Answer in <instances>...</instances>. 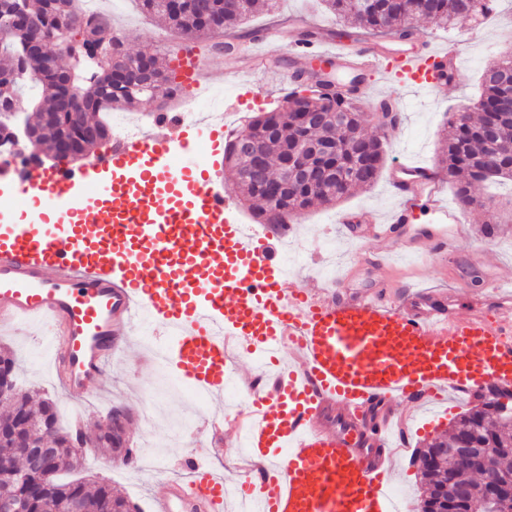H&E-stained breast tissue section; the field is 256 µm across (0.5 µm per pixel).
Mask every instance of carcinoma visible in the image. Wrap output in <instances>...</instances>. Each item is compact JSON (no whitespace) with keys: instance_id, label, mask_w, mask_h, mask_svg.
Segmentation results:
<instances>
[{"instance_id":"obj_1","label":"carcinoma","mask_w":512,"mask_h":512,"mask_svg":"<svg viewBox=\"0 0 512 512\" xmlns=\"http://www.w3.org/2000/svg\"><path fill=\"white\" fill-rule=\"evenodd\" d=\"M75 2L21 0L19 5L31 13L55 19L59 15L82 16L76 10ZM140 2L145 13L164 17L171 28L189 39H223L221 46L230 55L235 49L233 40L237 39L234 28L252 14L272 9L276 0H212L214 10L222 17L223 26L218 31L213 30L187 2L179 9L173 8L169 0ZM323 2L327 9L355 26L353 31L344 27L337 30L339 39H350L360 32L373 37L409 40L414 36L413 20L416 18L454 28L475 18L486 21L492 15L485 5L487 0H408L402 8L395 5L394 0H373V8L369 11L362 9L360 0ZM24 38V33L18 29L0 35V61L6 63L18 59ZM147 64L159 78V93L166 100L172 98L171 88L167 87L170 77L158 58L124 50L119 51L117 61L103 67L91 60L80 59L74 64L76 78L71 83L66 74L60 72L49 77L36 75L28 80L23 70L15 65L10 68L17 73L12 91L18 99L28 103L37 101L47 111L56 113L52 124L44 122V113H39V123L32 127L37 133V141H42V131L45 130L52 147L60 138L66 137L76 147L86 149L93 144V138L76 126L69 112L58 108L59 100L66 92H71L72 97L80 100L86 115L99 111L97 102L101 97L109 98L113 106L133 105L147 93V89H132L128 82L118 83L114 80L115 71L131 76ZM296 79L300 84L288 95V117H282L276 108L252 118L254 154L238 151L233 138L224 146V167L242 197L260 204L256 218L263 224H277L287 211L304 210L315 204L328 205L353 190L372 186L384 162L383 141L363 133L365 119L358 102L315 90L301 74ZM509 83L512 84L511 56L486 66L479 96L472 101L470 109L455 113L448 123L446 151L441 164L448 175L466 178L454 186L455 197L461 206L469 208L475 204L470 190L473 182L487 185L512 181V162L500 154L506 146L512 145V116L503 114L498 107ZM311 112L321 113L320 121H306ZM314 140L331 146L332 151L324 162L336 167V174L343 180L328 181L321 186L312 181L299 182L285 201L274 191L283 162L290 153L317 166L319 159L304 151L305 144ZM0 402L6 405V410L0 413V423L5 425L0 435V503L10 502L28 512H114V508L129 504L126 498L114 494L106 483H99L90 490L82 479L61 478L63 473L82 470L84 455L73 432L60 424L52 400L45 399L34 409L27 395L19 389ZM493 405L494 401L489 399L480 406L469 408L448 437L437 436L420 449V471L429 492L425 503L444 510L448 508V501L454 499L456 487L462 486L466 498L453 506L455 512H495L484 506L487 480L512 477V421L495 417ZM25 416L48 417L55 432L43 471L25 452L30 447L23 427ZM446 446L473 449V461L466 466L458 464L442 454V448Z\"/></svg>"}]
</instances>
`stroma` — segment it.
Listing matches in <instances>:
<instances>
[{
    "label": "stroma",
    "mask_w": 512,
    "mask_h": 512,
    "mask_svg": "<svg viewBox=\"0 0 512 512\" xmlns=\"http://www.w3.org/2000/svg\"><path fill=\"white\" fill-rule=\"evenodd\" d=\"M105 14L112 18L117 32L126 35L125 47L132 52L157 54L169 65L171 79H178L179 70L174 61L180 49L188 48L206 56L216 75L217 87L206 98H196L191 87H183L171 110L182 109L187 101H195L199 111L221 110L227 96L239 93L252 98L254 91H261V111L278 107L283 102L281 89L293 82L303 61L293 59L285 43L276 32L293 20H304L321 26H337L335 16L324 12L315 0H279L277 9L250 17L243 26L246 34L240 51L233 60L211 55L205 43L183 38L166 27L158 17L145 14L138 0H104ZM494 16L486 23L470 21L452 30L421 20L415 25L417 43H431L459 49L460 70L449 84L443 97L435 99L426 92L410 89L402 82L384 77L376 78L371 93L360 105L362 111H372L380 100L396 102L401 111L398 129L385 135L386 163L408 159L431 167L437 166L442 147L441 133L449 116L468 99L480 93V76L489 62L512 54V0H494ZM276 57L277 69H254L251 59L255 52ZM389 174L381 172L376 183L368 189L357 191L333 204L313 206L305 210L304 223L291 239L288 252L295 260L296 273L305 276L307 283L326 278L331 271H342L355 260L360 248L347 235L343 225L337 224L336 215L343 211L358 213L365 218L384 216L395 204L388 184ZM494 194L496 201L491 208L473 209L468 222L448 254L446 266L423 264L405 249H398L396 263L404 269L419 268L418 281L424 286L448 285L456 292L458 310L483 303L487 294L484 279L472 264L474 253H481L485 266L512 265V184L503 183L487 188L476 186L474 197L482 199ZM498 225L494 237L480 232L484 223ZM43 336L38 329L28 328L14 332H0V348L14 352L21 361L19 379L23 387L53 400L67 423H82L86 435H94L98 424L105 421L109 409L123 410L130 416L128 432L131 441L151 445L152 451L163 457L162 471L109 466V449L99 448L88 452L83 477L109 484L113 491L146 512L153 499L160 495L166 479L180 476L186 461L207 464L211 469L221 467L222 457L234 456L238 443L232 433H221L213 439L190 440L187 432L178 428L190 413L191 404L183 393L171 391L163 397L155 427L143 421L146 406L152 394L163 386L162 370L153 361L143 336H132L129 345L118 361L107 371L104 398L86 403L77 396L64 392L52 378L49 363L39 360V343ZM460 409L448 413V420L440 429L421 432L410 431L401 440L405 455L394 465V486L397 496L408 512H418L423 489L418 465L413 458L418 449L436 436L438 430H449L450 423L460 417Z\"/></svg>",
    "instance_id": "obj_1"
}]
</instances>
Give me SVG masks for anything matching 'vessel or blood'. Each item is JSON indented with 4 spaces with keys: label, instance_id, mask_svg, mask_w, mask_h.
<instances>
[{
    "label": "vessel or blood",
    "instance_id": "obj_1",
    "mask_svg": "<svg viewBox=\"0 0 512 512\" xmlns=\"http://www.w3.org/2000/svg\"><path fill=\"white\" fill-rule=\"evenodd\" d=\"M290 53L327 59L333 93L367 92L381 71L436 94L459 69L448 49L425 59L410 43L390 53L299 39ZM179 68L181 84L211 89L196 56L182 55ZM202 136L210 156L221 154L223 113L189 123L158 112L84 168L33 169L13 183L12 196L36 199L55 221L0 224V329L44 328L57 383L89 400L101 396L126 332L145 325L168 337L163 360L175 377L218 404L239 380L237 354L260 352L274 388L206 421L247 440L240 498L260 512H396L391 459L396 434L411 424L404 405L512 385V267L489 273L492 307L464 313L447 291L403 285L404 270L390 261L395 242L445 260L464 211L443 203L444 172L400 163L386 219L351 232L364 244L357 265L308 287L285 272L295 223L245 224L219 171L198 158ZM160 193L169 206H156ZM106 195L119 207L102 206ZM423 204L431 223L418 221ZM363 268L385 275L343 288ZM186 469L187 478L166 481L154 512H224L223 476Z\"/></svg>",
    "mask_w": 512,
    "mask_h": 512
}]
</instances>
